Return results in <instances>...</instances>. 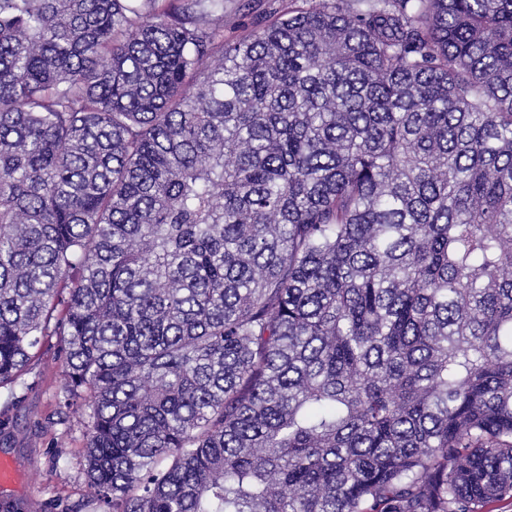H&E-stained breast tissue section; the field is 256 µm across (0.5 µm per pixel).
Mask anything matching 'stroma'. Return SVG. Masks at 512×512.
Listing matches in <instances>:
<instances>
[{
    "label": "stroma",
    "mask_w": 512,
    "mask_h": 512,
    "mask_svg": "<svg viewBox=\"0 0 512 512\" xmlns=\"http://www.w3.org/2000/svg\"><path fill=\"white\" fill-rule=\"evenodd\" d=\"M65 367L58 339L43 340L17 383L0 387V459L15 480L0 485V512H73L89 487L85 427L60 416Z\"/></svg>",
    "instance_id": "35a3bbf8"
}]
</instances>
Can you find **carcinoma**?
I'll use <instances>...</instances> for the list:
<instances>
[{
    "label": "carcinoma",
    "mask_w": 512,
    "mask_h": 512,
    "mask_svg": "<svg viewBox=\"0 0 512 512\" xmlns=\"http://www.w3.org/2000/svg\"><path fill=\"white\" fill-rule=\"evenodd\" d=\"M0 0V385L46 336L101 512L512 499V0Z\"/></svg>",
    "instance_id": "carcinoma-1"
}]
</instances>
